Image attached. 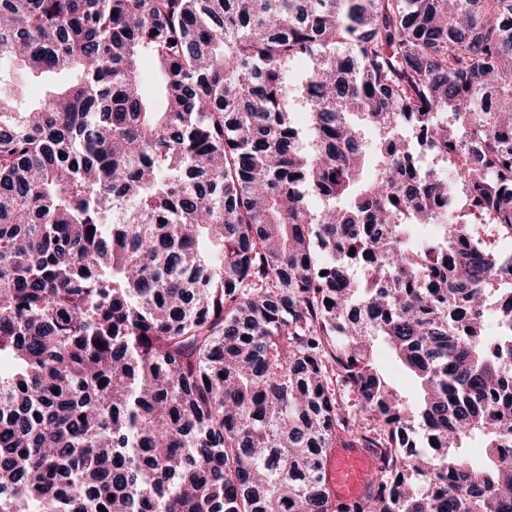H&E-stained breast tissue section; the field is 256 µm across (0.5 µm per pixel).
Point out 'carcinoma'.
Masks as SVG:
<instances>
[{
  "label": "carcinoma",
  "instance_id": "1",
  "mask_svg": "<svg viewBox=\"0 0 512 512\" xmlns=\"http://www.w3.org/2000/svg\"><path fill=\"white\" fill-rule=\"evenodd\" d=\"M3 59L76 77L0 90V512H512V0H0ZM379 360L393 384L405 393H411L414 386L410 377L386 353L380 352ZM372 454L365 448L338 445L332 448L327 465V480L336 497L350 501L360 497L365 478L374 466Z\"/></svg>",
  "mask_w": 512,
  "mask_h": 512
}]
</instances>
